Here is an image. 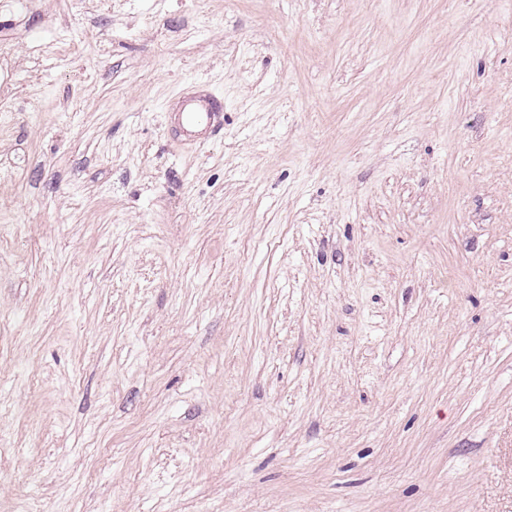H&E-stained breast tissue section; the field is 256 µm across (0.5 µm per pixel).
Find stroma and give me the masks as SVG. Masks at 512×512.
I'll return each mask as SVG.
<instances>
[{
  "instance_id": "stroma-1",
  "label": "stroma",
  "mask_w": 512,
  "mask_h": 512,
  "mask_svg": "<svg viewBox=\"0 0 512 512\" xmlns=\"http://www.w3.org/2000/svg\"><path fill=\"white\" fill-rule=\"evenodd\" d=\"M0 512H512V0H0ZM182 132L186 140H193L196 137L195 129L206 126L214 127L221 123L224 117V106L219 97L211 93H199L186 97L181 105Z\"/></svg>"
}]
</instances>
